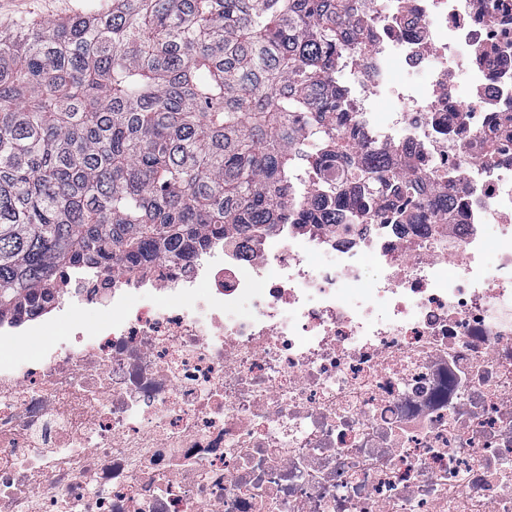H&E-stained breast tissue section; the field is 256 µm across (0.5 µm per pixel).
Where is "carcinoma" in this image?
<instances>
[{
	"label": "carcinoma",
	"mask_w": 512,
	"mask_h": 512,
	"mask_svg": "<svg viewBox=\"0 0 512 512\" xmlns=\"http://www.w3.org/2000/svg\"><path fill=\"white\" fill-rule=\"evenodd\" d=\"M366 0H87L0 36V323L63 270L176 263L303 208L356 221L384 184L339 52ZM325 178L303 196L310 176ZM399 194L418 178L394 176Z\"/></svg>",
	"instance_id": "obj_1"
}]
</instances>
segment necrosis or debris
Wrapping results in <instances>:
<instances>
[{"instance_id":"1","label":"necrosis or debris","mask_w":512,"mask_h":512,"mask_svg":"<svg viewBox=\"0 0 512 512\" xmlns=\"http://www.w3.org/2000/svg\"><path fill=\"white\" fill-rule=\"evenodd\" d=\"M343 59L417 194L64 274L6 325L0 512H512V0H368Z\"/></svg>"}]
</instances>
